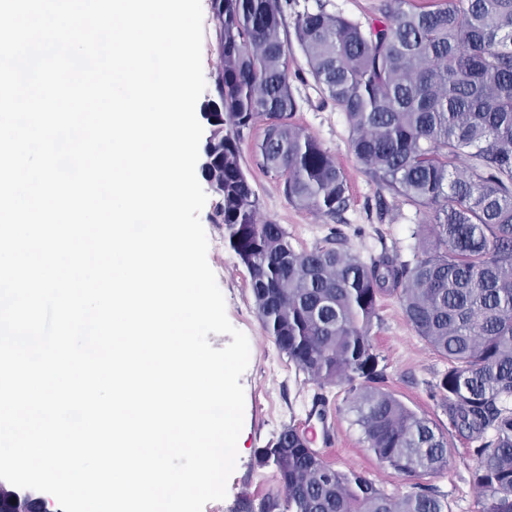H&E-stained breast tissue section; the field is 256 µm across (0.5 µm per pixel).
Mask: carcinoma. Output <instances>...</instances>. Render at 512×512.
Masks as SVG:
<instances>
[{"label":"carcinoma","instance_id":"cac0c4a2","mask_svg":"<svg viewBox=\"0 0 512 512\" xmlns=\"http://www.w3.org/2000/svg\"><path fill=\"white\" fill-rule=\"evenodd\" d=\"M222 66L203 106L200 173L221 185L214 223L248 269L256 310L278 350L320 385L349 384L368 449L420 479L448 465L438 425L378 386L370 328L378 298L397 296L408 324L448 361L433 385L453 428L477 442L481 512H512V0H383L364 26L322 9L297 15L295 37L325 101L343 112L363 171L429 214L413 259L366 263L343 246L297 251L286 229L258 222L240 143L264 121L255 163L288 199L336 218L348 185L335 158L294 121L281 38L282 0H211ZM363 383L356 384L357 380ZM279 491L246 512H447L416 482L389 494L340 471L287 425L259 449Z\"/></svg>","mask_w":512,"mask_h":512}]
</instances>
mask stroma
<instances>
[{
	"mask_svg": "<svg viewBox=\"0 0 512 512\" xmlns=\"http://www.w3.org/2000/svg\"><path fill=\"white\" fill-rule=\"evenodd\" d=\"M378 4L379 0H288L284 6L281 36L288 41V62L295 75V120L336 159L349 187L348 205L336 218L297 207L289 202L281 182L259 171L252 162L254 146L263 136L262 126H255L244 139L240 145L241 163L258 198V218L282 224L298 250L322 246L339 237L368 261L385 250L399 252L408 259L424 245L417 233L420 217L415 208L377 187L362 171L351 150L344 114L333 104L322 102L295 39L299 13L321 8L364 23L374 16ZM216 203V197H209L200 214L209 242L207 259L224 295L230 322L247 335L250 344L249 365L240 379L245 393L244 425L222 512H240L246 500L277 493L274 470L257 467L255 455L288 424L311 435L312 448L334 468L366 472L389 493L408 491V478L368 450L355 423L346 386L323 387L298 374L267 335L255 307L250 274L230 248L223 225L214 221ZM370 335L385 368V389L448 433L450 462L437 475L423 478V485L435 487L445 495L448 512H480L479 495L469 470L473 443L452 431L447 415L429 394V385L446 369V360L407 324L392 295L380 299Z\"/></svg>",
	"mask_w": 512,
	"mask_h": 512,
	"instance_id": "obj_1",
	"label": "stroma"
}]
</instances>
